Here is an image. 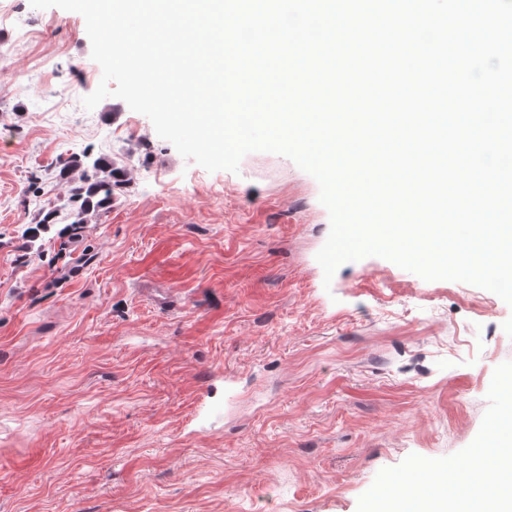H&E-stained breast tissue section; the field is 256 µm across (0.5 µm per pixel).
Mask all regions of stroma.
Segmentation results:
<instances>
[{"label": "stroma", "mask_w": 512, "mask_h": 512, "mask_svg": "<svg viewBox=\"0 0 512 512\" xmlns=\"http://www.w3.org/2000/svg\"><path fill=\"white\" fill-rule=\"evenodd\" d=\"M101 75L81 14L0 0V512H356L380 469L475 438L511 306L379 257L324 284L311 175L208 172L123 100L86 110ZM84 153L128 189L69 250L26 243Z\"/></svg>", "instance_id": "stroma-1"}]
</instances>
